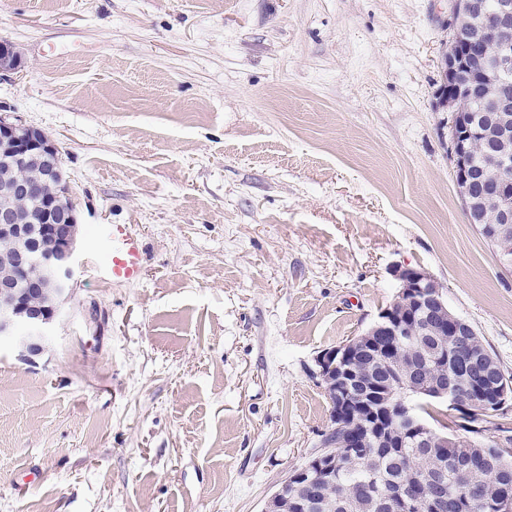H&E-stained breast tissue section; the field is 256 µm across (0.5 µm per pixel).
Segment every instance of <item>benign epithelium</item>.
Instances as JSON below:
<instances>
[{"label": "benign epithelium", "mask_w": 512, "mask_h": 512, "mask_svg": "<svg viewBox=\"0 0 512 512\" xmlns=\"http://www.w3.org/2000/svg\"><path fill=\"white\" fill-rule=\"evenodd\" d=\"M486 13L487 19L477 32L468 38L457 35V18L468 14ZM451 35L448 47L440 60L442 84L438 90V106L453 108L459 112L456 91L457 78L464 74L470 57L488 46L496 48L492 62L495 75L505 77L512 70V0H494L486 5L483 0H453ZM21 67V60L11 45L0 42V77L11 74ZM496 95L489 99L490 112L487 124L497 126L502 137L512 134V92L495 84ZM482 136L477 122H457V133L451 137L454 181L462 185V201L465 207L473 205L468 193L471 168L468 157L471 144ZM0 150L10 154L14 160L26 163L37 160L41 178L46 182L62 183L64 180L62 160L58 145L42 130L16 123L5 116L0 117ZM492 190L500 208L498 223L508 228L512 223V182L493 178ZM78 218L76 205L70 192L47 196L41 200L37 214L21 224L13 210L0 209V242L15 244L14 265L17 276L0 280V341L16 337L17 330L26 328V336L20 357L27 359L40 354L45 340L61 310V304L72 292L73 265L77 243ZM399 281L398 297L416 300L421 308V317L428 319L442 316L446 311L442 286L434 277L421 268L400 267L395 270ZM401 316L395 308H385L374 323V329H391L400 323ZM360 353L353 342H344L322 351L317 357L318 375L331 401L347 402L340 383L349 376L348 361ZM418 427L413 407L403 406L401 425L388 431L394 439ZM317 460V469L330 482L336 471V455L326 452L325 444L312 454ZM307 477V467L293 469L278 489L267 500L263 512H288V487Z\"/></svg>", "instance_id": "7a95c632"}]
</instances>
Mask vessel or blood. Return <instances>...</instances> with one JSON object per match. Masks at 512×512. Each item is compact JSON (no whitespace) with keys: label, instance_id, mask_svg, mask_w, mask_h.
<instances>
[{"label":"vessel or blood","instance_id":"b4317fda","mask_svg":"<svg viewBox=\"0 0 512 512\" xmlns=\"http://www.w3.org/2000/svg\"><path fill=\"white\" fill-rule=\"evenodd\" d=\"M105 253L91 252L89 260L105 282L134 284L144 271L143 241L127 224H110L100 234Z\"/></svg>","mask_w":512,"mask_h":512}]
</instances>
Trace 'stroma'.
I'll return each mask as SVG.
<instances>
[{"label":"stroma","instance_id":"obj_1","mask_svg":"<svg viewBox=\"0 0 512 512\" xmlns=\"http://www.w3.org/2000/svg\"><path fill=\"white\" fill-rule=\"evenodd\" d=\"M451 0H0V114L55 139L74 289L0 342V512H262L316 452V359L429 272L512 374V274L438 108ZM132 224L136 284L87 266Z\"/></svg>","mask_w":512,"mask_h":512}]
</instances>
